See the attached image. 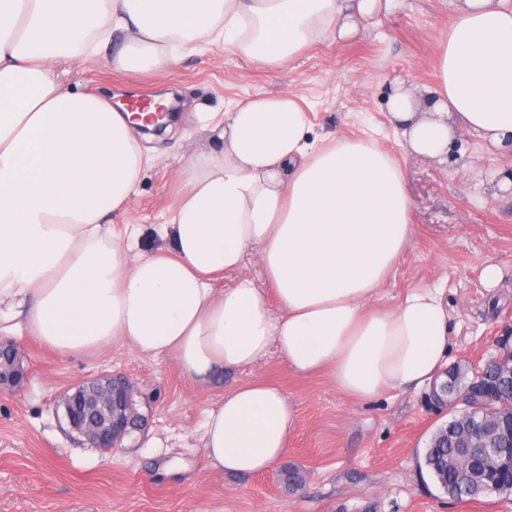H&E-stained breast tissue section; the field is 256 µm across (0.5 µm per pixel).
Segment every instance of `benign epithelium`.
I'll return each instance as SVG.
<instances>
[{"label": "benign epithelium", "mask_w": 512, "mask_h": 512, "mask_svg": "<svg viewBox=\"0 0 512 512\" xmlns=\"http://www.w3.org/2000/svg\"><path fill=\"white\" fill-rule=\"evenodd\" d=\"M176 108L158 107L150 119L153 131L164 130L175 118ZM28 378L24 366L22 346L11 339H0V391L17 390ZM58 406L68 431L83 438L93 448L112 451L120 447L122 439L143 424L134 401L131 381L120 374H103L67 388L61 393ZM467 465L480 467L491 459L499 462L502 470L512 474V448H470Z\"/></svg>", "instance_id": "obj_1"}]
</instances>
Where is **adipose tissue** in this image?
<instances>
[{
  "label": "adipose tissue",
  "instance_id": "adipose-tissue-1",
  "mask_svg": "<svg viewBox=\"0 0 512 512\" xmlns=\"http://www.w3.org/2000/svg\"><path fill=\"white\" fill-rule=\"evenodd\" d=\"M394 2L0 0V332L27 330L64 354L169 355L203 382L276 350L295 374L325 375L359 400L432 384L451 344L443 286L370 307L412 239L403 170L375 143L310 138L286 91L229 106L223 149L175 173L184 192L160 226L168 247L139 254L136 233L116 235L107 219L155 157L126 106L70 90L57 72L116 34L126 41L116 70L161 77L175 46L217 41L285 68L308 46L358 36L359 18ZM437 72L428 116L410 92L389 100L409 153L444 158L456 134L500 145L512 133L507 0H461ZM296 415L276 384L225 391L204 423L209 465L267 471L287 454Z\"/></svg>",
  "mask_w": 512,
  "mask_h": 512
}]
</instances>
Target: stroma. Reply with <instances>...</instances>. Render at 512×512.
<instances>
[{
  "instance_id": "35a3bbf8",
  "label": "stroma",
  "mask_w": 512,
  "mask_h": 512,
  "mask_svg": "<svg viewBox=\"0 0 512 512\" xmlns=\"http://www.w3.org/2000/svg\"><path fill=\"white\" fill-rule=\"evenodd\" d=\"M456 9L457 0H398L391 13L362 20L360 36L309 46L285 70L219 42L183 57L164 79L120 73L109 64L124 45L119 36L98 58L61 65V81L77 91L141 102L171 90L177 98L178 133L153 139L160 156L143 170L130 205L113 213L114 230L138 229L140 252L164 247L158 226L180 195L174 171L222 147L203 113L287 90L306 110L311 136L374 141L403 169L414 234L381 289L380 307L407 289L444 284L449 364L477 367L498 356L512 339V193L495 181L512 167V152L472 136L467 162L450 169L409 155L388 113L391 89L405 86L421 99L435 87L440 39ZM490 264L501 271L492 288L482 279ZM15 340L29 376L20 391L0 392V512H512V497L450 499L425 469L429 439L449 418L432 404L429 387L358 400L327 377L294 374L277 353L202 385L169 356L121 346L61 354L25 331ZM113 372L132 381L148 426L105 452L68 433L57 399ZM253 380L281 386L297 406L288 454L261 474L215 472L203 451L206 415L225 390ZM288 466L304 475L290 491L280 481Z\"/></svg>"
}]
</instances>
